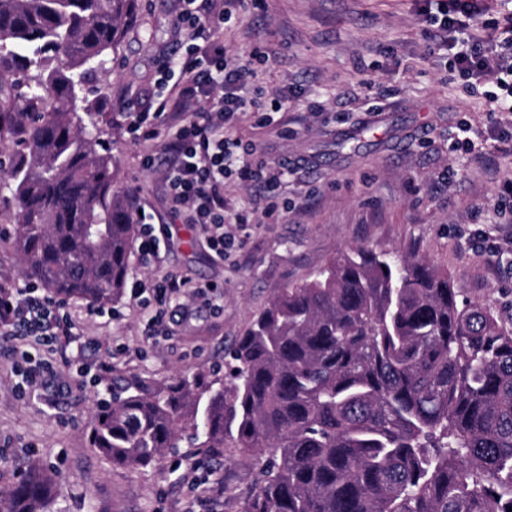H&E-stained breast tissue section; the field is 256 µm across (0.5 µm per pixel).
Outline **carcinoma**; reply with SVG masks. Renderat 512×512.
<instances>
[{"label": "carcinoma", "mask_w": 512, "mask_h": 512, "mask_svg": "<svg viewBox=\"0 0 512 512\" xmlns=\"http://www.w3.org/2000/svg\"><path fill=\"white\" fill-rule=\"evenodd\" d=\"M137 0H0V142L25 275L105 306L125 288L138 224L112 191L110 148L86 131ZM448 274L413 253L358 246L282 290L230 352L229 379L132 378L97 413L91 444L147 466L187 436L235 437L262 461L242 512H507L512 508V331L459 305ZM61 485L34 463L0 512H55Z\"/></svg>", "instance_id": "carcinoma-1"}]
</instances>
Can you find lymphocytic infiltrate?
Listing matches in <instances>:
<instances>
[{"instance_id": "f902f5d3", "label": "lymphocytic infiltrate", "mask_w": 512, "mask_h": 512, "mask_svg": "<svg viewBox=\"0 0 512 512\" xmlns=\"http://www.w3.org/2000/svg\"><path fill=\"white\" fill-rule=\"evenodd\" d=\"M244 0H183L177 23L188 34L186 57L178 69H165L156 84L161 93L154 110L135 113L133 131L142 139L167 127L171 162L165 173L170 210L191 224L212 231V245L223 252L232 240L224 231V182L275 188L282 166L250 163L251 144L235 135L238 117L252 101L244 97L254 75L250 64L228 65L225 23ZM499 19H485L486 0H416L428 23L432 51L444 52L471 89L485 87V97L512 112V0H495ZM184 113L180 124L167 123L169 111ZM64 301L40 293L36 283L19 288L0 280V336L34 342L53 350L74 334Z\"/></svg>"}]
</instances>
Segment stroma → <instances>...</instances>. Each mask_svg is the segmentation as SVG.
<instances>
[{
  "label": "stroma",
  "instance_id": "1",
  "mask_svg": "<svg viewBox=\"0 0 512 512\" xmlns=\"http://www.w3.org/2000/svg\"><path fill=\"white\" fill-rule=\"evenodd\" d=\"M179 8L141 0L116 61L95 77L102 95L85 118L111 144L121 197L166 228L160 261L130 258L131 278L180 280L166 317L155 320L127 293L103 315L68 300L78 334L53 354L57 376L37 401L17 396L13 369L19 349L35 343L0 341V487L41 463L63 483L62 512H241L257 469L233 441L217 453L183 442L154 465L125 469L88 441L96 404L116 376L155 386L186 370L223 378L234 341L271 297L339 251L416 252L448 273L459 301L482 303L512 329V201L500 192L512 146L490 134L512 125V114L486 111L446 59L428 55L414 0H246L225 27L227 57L250 61L260 103L277 91L293 99L287 110L240 117L237 134L255 160L288 174L272 191L225 181L235 244L220 260L207 227L169 216L161 140L134 138L122 119L150 106L160 67L184 53ZM245 206L249 223H236ZM267 208L279 211L276 223H264ZM204 284L209 297L193 295ZM88 338L97 352H81Z\"/></svg>",
  "mask_w": 512,
  "mask_h": 512
}]
</instances>
